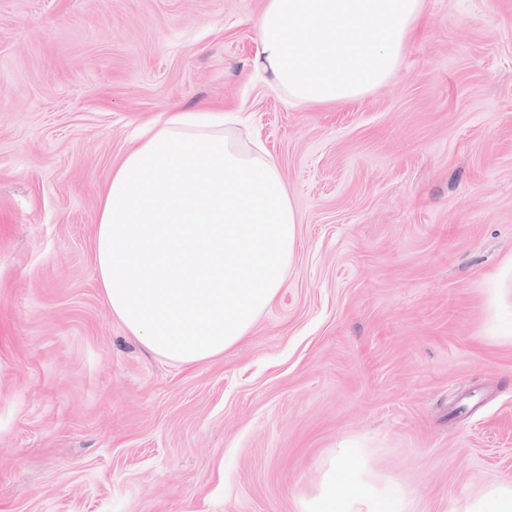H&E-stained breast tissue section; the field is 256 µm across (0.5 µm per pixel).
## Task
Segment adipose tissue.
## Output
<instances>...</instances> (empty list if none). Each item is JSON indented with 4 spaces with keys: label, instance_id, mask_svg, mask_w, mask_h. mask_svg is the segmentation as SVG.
Here are the masks:
<instances>
[{
    "label": "adipose tissue",
    "instance_id": "1",
    "mask_svg": "<svg viewBox=\"0 0 512 512\" xmlns=\"http://www.w3.org/2000/svg\"><path fill=\"white\" fill-rule=\"evenodd\" d=\"M423 0H267L257 69L301 105L352 100L401 63ZM223 113L175 112L144 128L101 201L95 243L104 299L149 350L193 364L223 355L274 302L299 218L272 157L239 148ZM341 443L301 512H411Z\"/></svg>",
    "mask_w": 512,
    "mask_h": 512
}]
</instances>
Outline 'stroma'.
<instances>
[{"instance_id": "stroma-1", "label": "stroma", "mask_w": 512, "mask_h": 512, "mask_svg": "<svg viewBox=\"0 0 512 512\" xmlns=\"http://www.w3.org/2000/svg\"><path fill=\"white\" fill-rule=\"evenodd\" d=\"M266 0H0V512H300L345 439L416 512L512 479V0H424L398 69L298 105ZM236 115L299 216L286 281L182 365L112 314L101 198L137 129Z\"/></svg>"}]
</instances>
